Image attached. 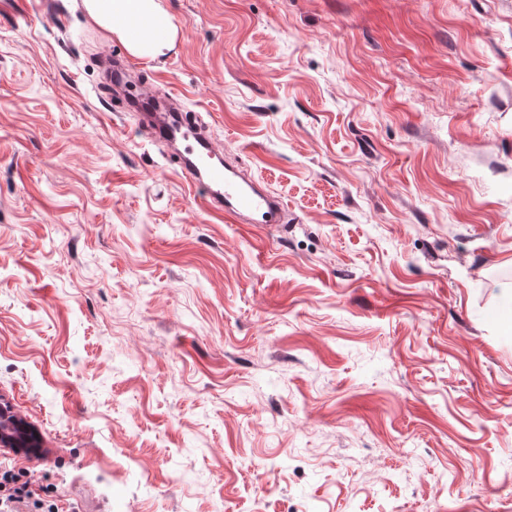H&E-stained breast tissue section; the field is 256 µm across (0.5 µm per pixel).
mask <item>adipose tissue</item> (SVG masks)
I'll use <instances>...</instances> for the list:
<instances>
[{
  "label": "adipose tissue",
  "mask_w": 512,
  "mask_h": 512,
  "mask_svg": "<svg viewBox=\"0 0 512 512\" xmlns=\"http://www.w3.org/2000/svg\"><path fill=\"white\" fill-rule=\"evenodd\" d=\"M88 17L124 39L129 50L154 57L171 48L175 25L161 0H83Z\"/></svg>",
  "instance_id": "ef3b65f1"
}]
</instances>
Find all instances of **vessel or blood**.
Masks as SVG:
<instances>
[{"mask_svg":"<svg viewBox=\"0 0 512 512\" xmlns=\"http://www.w3.org/2000/svg\"><path fill=\"white\" fill-rule=\"evenodd\" d=\"M157 141L181 137L186 153L181 156V171L198 188L209 210L224 214L234 224L285 223L287 203L267 189L242 168L214 164L216 152L206 130L188 122L181 112L169 113L162 123L148 126Z\"/></svg>","mask_w":512,"mask_h":512,"instance_id":"b4317fda","label":"vessel or blood"}]
</instances>
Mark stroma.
Wrapping results in <instances>:
<instances>
[{"label": "stroma", "mask_w": 512, "mask_h": 512, "mask_svg": "<svg viewBox=\"0 0 512 512\" xmlns=\"http://www.w3.org/2000/svg\"><path fill=\"white\" fill-rule=\"evenodd\" d=\"M0 0V396L64 512H512V0ZM288 205L228 224L102 66ZM83 7L95 24L124 39L137 56L155 57L174 43L176 27L161 0H83Z\"/></svg>", "instance_id": "obj_1"}]
</instances>
